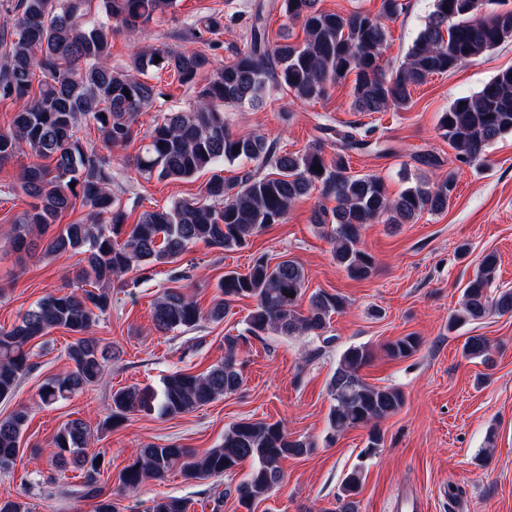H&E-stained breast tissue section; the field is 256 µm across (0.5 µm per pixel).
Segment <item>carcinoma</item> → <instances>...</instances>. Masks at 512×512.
Returning <instances> with one entry per match:
<instances>
[{"mask_svg": "<svg viewBox=\"0 0 512 512\" xmlns=\"http://www.w3.org/2000/svg\"><path fill=\"white\" fill-rule=\"evenodd\" d=\"M505 0H433V10L403 60L384 58L387 22L397 18L401 0H381L377 13L326 12L319 0H283L288 22L301 25L303 39L270 45L263 6L255 9L249 47L225 64L193 48L144 50L125 67L110 63L112 34L122 28L145 26L172 10L176 0H13L12 29L0 34V100L20 103L9 127L0 130V167L20 155L32 158L19 177L28 208L11 223L9 235L19 249H41L47 256H80L78 281L86 287L51 293L31 307L8 331L0 330V399L12 396L20 379L33 367L27 345L53 329L76 334L66 349L70 368L41 387L42 404L50 406L100 382L112 351L90 335L99 316L112 307V288L123 285L129 272L171 264L191 244L203 242L221 250L243 249L251 238L272 224L283 223L292 205L321 188L335 205L315 208L311 220L330 225L329 242L336 265L348 277L365 280L375 259L363 246L366 225L410 224L419 215L442 212L455 189L453 176L422 180L397 197L388 195L384 181L373 174L353 175L347 151L369 144L367 129L338 133L336 155L328 158L320 145L302 153L280 152L254 133L234 134L226 127L224 107L262 104L268 88H286L301 102L321 100L331 89L353 77L350 108L355 112H386L406 108L411 89L429 77L451 71L512 41V9L495 10ZM161 61H156V58ZM168 68L185 85L202 73L207 82L196 91L193 105L164 113L139 148L135 166L146 179L184 180L209 171L205 199H182L169 207L146 210L137 222L112 191L116 175L111 162L80 136L82 123L93 122L113 148L124 147L138 135L139 112L163 96L146 80L153 69ZM129 95H124V91ZM438 127L459 161L471 165L485 159L486 148L512 133V68L498 72L474 95L458 97L441 113ZM239 150H234V147ZM249 168L233 179L218 174L226 163ZM321 170H313L314 165ZM87 220L50 228L76 205ZM498 259L489 253L463 289L460 308L448 318V330L491 313L512 314V289L491 292ZM305 270L297 261L275 264L262 254L244 274L224 273L217 296L202 309L179 289H165L154 301L156 331L168 333L194 327L202 319L221 321L230 305L242 298L255 301L245 328L224 337V361L193 374L176 371L157 390L120 388L112 393L106 424L117 426L130 415L157 411L164 417L185 414L225 395L244 383L240 342L269 335H324L331 316L344 310L345 299L325 290L310 295L306 311ZM419 339L406 335L385 345L388 358L410 357ZM491 344L480 335L465 339L462 355L489 361ZM372 360V349L350 345L341 354L328 389L333 404L327 416L329 437L354 428L369 429L364 453L382 444L378 422L404 404L396 387L367 383L361 370ZM28 412L19 409L0 419V472L15 469ZM92 431L82 419L64 423L52 437L50 455L58 465L72 462L83 472L81 498L93 501V512H119L100 476L106 466L101 453H88ZM312 443L292 438L280 422L240 420L224 430L216 448L204 454L176 442L147 444L119 475L124 488L147 479H162L178 469L187 480L219 477L250 462L248 477L236 488L246 509L268 498L282 482L284 463L302 457ZM362 468L344 478L336 496V512H358L356 500ZM150 512H186L180 498L153 501Z\"/></svg>", "mask_w": 512, "mask_h": 512, "instance_id": "cac0c4a2", "label": "carcinoma"}]
</instances>
